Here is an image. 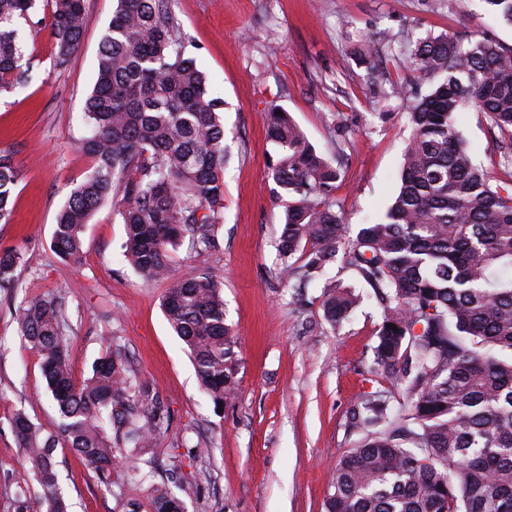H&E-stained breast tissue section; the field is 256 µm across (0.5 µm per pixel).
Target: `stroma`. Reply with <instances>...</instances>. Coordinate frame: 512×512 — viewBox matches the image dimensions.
Instances as JSON below:
<instances>
[{
  "instance_id": "obj_1",
  "label": "stroma",
  "mask_w": 512,
  "mask_h": 512,
  "mask_svg": "<svg viewBox=\"0 0 512 512\" xmlns=\"http://www.w3.org/2000/svg\"><path fill=\"white\" fill-rule=\"evenodd\" d=\"M116 6L86 0L81 46L58 71L49 8L39 0V24L20 27L33 79L0 94V155L19 173L0 248L26 257L16 288L0 291V512H12L18 491L41 493L9 429L11 416L24 411L47 433L60 422L40 359L19 332L25 297L62 301L76 380L113 352L169 415L152 448L123 449L109 489L70 449L56 448L59 487L72 512H126L133 499L140 512H151L142 472L174 478L186 512H326L331 468L355 445L346 419L363 393L386 383L369 371L379 312L367 298L341 327H331L321 282L299 290L282 278L276 242L285 202L269 175L268 112L275 105L286 110L322 156L345 152L334 196L346 223L372 222L397 192L411 128L371 88L389 89L406 72L393 57L380 72H368L355 43L383 31L399 41L431 32L512 47V27L483 0H169L210 95L224 103L229 157L218 247L204 259L185 237L170 251L175 274L207 264L223 281L238 395L218 409L163 314L164 284L144 281L125 263L117 207L106 204L92 215L82 262L63 260L52 245L58 211L92 166L78 148L87 133L82 112ZM459 125L476 163L501 176L497 129L476 112L461 113Z\"/></svg>"
}]
</instances>
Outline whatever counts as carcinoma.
Returning <instances> with one entry per match:
<instances>
[{"label":"carcinoma","mask_w":512,"mask_h":512,"mask_svg":"<svg viewBox=\"0 0 512 512\" xmlns=\"http://www.w3.org/2000/svg\"><path fill=\"white\" fill-rule=\"evenodd\" d=\"M50 2L54 66L64 70L81 44L85 0ZM483 2L512 26V0ZM35 9L36 0H0V93L31 79L18 24ZM382 43L391 39L368 37L359 49L371 72L382 63ZM398 56L417 90L408 98L396 82L382 92L412 129L382 222L345 224L333 196L341 164L319 155L288 112L273 106L268 117L270 172L287 198L280 272L302 288L339 262L369 286L380 309L370 372L391 380L389 389L362 394L347 417L358 444L334 466L326 512H512V181L474 162L457 124L466 109L483 114L501 136L499 164L512 172V48L441 33L407 41ZM84 121L79 149L92 167L56 216L53 246L61 258L79 259L94 211L122 196L127 261L144 280L168 282L165 316L204 391L222 404L236 392L238 367L223 284L208 266L174 276L169 248L186 234L200 256L216 248L228 151L220 102L187 55L168 0H117ZM17 182L0 156V224L12 218ZM22 261L20 251L0 250V290L16 287ZM360 303L341 282L324 284L332 326ZM18 324L41 359L61 423L44 435L19 411L10 427L47 512H70L56 492L57 445L109 486L118 454L105 425L125 446L149 448L167 417L153 389L132 383L112 353L91 377L73 379L62 302L25 300ZM150 499L152 512H185L168 483L151 484Z\"/></svg>","instance_id":"obj_1"}]
</instances>
